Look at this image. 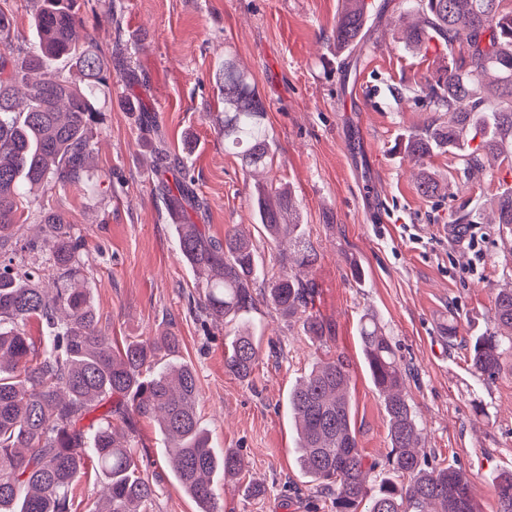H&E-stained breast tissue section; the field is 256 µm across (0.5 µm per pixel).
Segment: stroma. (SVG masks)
I'll use <instances>...</instances> for the list:
<instances>
[{
	"instance_id": "35a3bbf8",
	"label": "stroma",
	"mask_w": 512,
	"mask_h": 512,
	"mask_svg": "<svg viewBox=\"0 0 512 512\" xmlns=\"http://www.w3.org/2000/svg\"><path fill=\"white\" fill-rule=\"evenodd\" d=\"M85 30L103 54L122 49L124 62L97 94L102 114L92 129V188L42 190L23 201L25 237H36L41 215L66 216L85 240L81 261L99 325L113 346L139 336L171 333L176 359L194 367L198 412L215 444L243 457L239 480L217 481L222 512H334L301 475L286 397L320 359L342 357L351 373L355 430L366 458L390 450L382 400L358 341L361 317L377 315L412 374L408 397L426 429L428 458L471 477L483 512H498L492 482L512 469V373L474 375L464 339L493 328L492 289L512 283V247L497 227L478 224L474 245L454 236L449 215L477 207L512 172L461 178L459 161L443 153L428 164L449 184L446 194L418 193L415 168L397 151L404 134L435 115L418 103L420 76L441 69L440 44L404 50L393 13L373 22L370 40L337 50L331 30L342 0H78ZM250 72L267 106L276 143L269 173L290 188L306 234L319 254L310 275L318 284L314 311L326 331L313 344L299 322L259 305L258 363L242 380L224 366L221 323L201 324L189 307L197 279L155 193L154 135L187 161L197 192L210 208L203 221L223 237L234 225L253 227L252 178L225 151L215 114V73L225 52ZM143 100L158 131L126 103ZM484 264L468 270L473 250ZM363 281H356L353 266ZM461 340L441 333L449 316ZM135 439L151 463L159 491L148 512H196L166 465L159 426L136 419Z\"/></svg>"
}]
</instances>
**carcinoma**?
Listing matches in <instances>:
<instances>
[{
    "label": "carcinoma",
    "mask_w": 512,
    "mask_h": 512,
    "mask_svg": "<svg viewBox=\"0 0 512 512\" xmlns=\"http://www.w3.org/2000/svg\"><path fill=\"white\" fill-rule=\"evenodd\" d=\"M76 2L32 0L37 49L0 54V512H75L72 491L89 459L103 483V507L96 512H146L157 485L143 472L132 428L137 417L161 425L167 465L197 512H221L212 479L218 471L240 476L245 463L211 445L197 415L193 366L159 365V357L176 352L179 338L146 336L112 349L80 277L84 244L64 215L41 216L47 267L25 263L34 246L15 233L23 189L64 190L91 177L95 91L109 85L112 59L85 33ZM412 13L421 21L405 26L404 48L420 51L440 41L449 52L448 65L418 85L429 111L450 120L399 142L420 166L417 191L433 197L442 184L424 161L436 153L456 155L465 175L512 164V0H400L399 21ZM13 31V17L0 10L1 47L9 48ZM367 31L364 0H344L332 31L336 47L358 45ZM60 66L76 78L30 79ZM218 83L224 145L245 171L266 169L274 140L255 79L227 54ZM172 171L173 180L157 190L168 213L180 216L175 231L182 258L202 278L196 316L232 325L224 366L241 380L252 375L259 355L252 311L261 300L324 341V325L312 312L316 282L291 271L266 277L251 236L238 228L222 239L209 235L190 217L208 203L193 190L184 159H175ZM251 202L267 237L288 250V264L313 267L318 254L291 194L257 181ZM490 204L500 236L512 241V186ZM492 303L493 330L472 337L469 348L470 369L488 379L512 369V288L495 289ZM32 323L45 341L41 352L27 331ZM359 342L382 399L390 451L382 466L367 461L353 422L348 364L339 357L319 361L288 392L305 477L332 499L336 512H479L466 471L433 465L419 451L425 428L403 392L407 369L375 316L361 319ZM495 493L498 512H512V471L498 476Z\"/></svg>",
    "instance_id": "carcinoma-1"
}]
</instances>
